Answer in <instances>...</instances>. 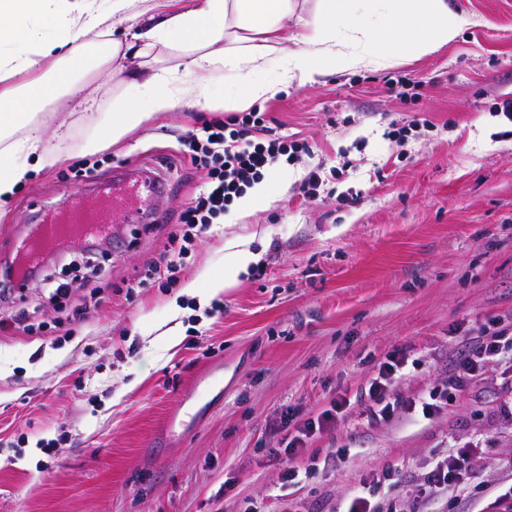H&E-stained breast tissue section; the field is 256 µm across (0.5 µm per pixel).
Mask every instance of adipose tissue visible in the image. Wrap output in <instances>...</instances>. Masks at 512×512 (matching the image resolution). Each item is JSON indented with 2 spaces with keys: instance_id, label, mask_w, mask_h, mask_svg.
Masks as SVG:
<instances>
[{
  "instance_id": "obj_1",
  "label": "adipose tissue",
  "mask_w": 512,
  "mask_h": 512,
  "mask_svg": "<svg viewBox=\"0 0 512 512\" xmlns=\"http://www.w3.org/2000/svg\"><path fill=\"white\" fill-rule=\"evenodd\" d=\"M49 0H0V41L15 49L0 52V76L31 73L37 60L55 61L51 77L32 76L24 88L0 89V198H10L35 166L45 164L49 151L35 134L16 137L29 126L34 108L60 95L77 93L79 76L88 68L84 37H104L99 61L132 59V68L117 69L125 93L87 143L120 139L151 115L181 105H210V92L194 80L197 72L234 73L246 87L240 108L273 96L296 79L346 70H376L396 61L430 53L453 41L463 18L448 0H177L145 6L133 37L117 34L114 19L130 0H74L64 34L48 38L35 22L49 18ZM311 16L302 33L289 32L290 16ZM173 62L156 63L159 52ZM276 68L272 81L259 73Z\"/></svg>"
}]
</instances>
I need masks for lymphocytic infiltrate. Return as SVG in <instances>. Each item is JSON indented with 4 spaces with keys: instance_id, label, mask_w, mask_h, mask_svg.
<instances>
[{
    "instance_id": "lymphocytic-infiltrate-1",
    "label": "lymphocytic infiltrate",
    "mask_w": 512,
    "mask_h": 512,
    "mask_svg": "<svg viewBox=\"0 0 512 512\" xmlns=\"http://www.w3.org/2000/svg\"><path fill=\"white\" fill-rule=\"evenodd\" d=\"M191 159H199L210 167V175L196 197L180 216L178 228L169 235V244L156 261L148 264L137 280L127 285L128 292L145 287L156 277L174 276L181 268L194 241L205 235L246 188L260 182L274 165L297 161L301 147L287 136L269 132L265 113L252 110L203 122L184 139ZM512 360V335L501 329L473 337L467 353L456 364V372L448 378L446 389L429 392L421 403L423 415L441 409L453 393L462 391L469 378L493 359ZM405 366L398 356L380 362L378 373L362 390L369 423L389 418L399 407L392 382Z\"/></svg>"
}]
</instances>
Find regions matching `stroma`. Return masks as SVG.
I'll return each instance as SVG.
<instances>
[{
	"label": "stroma",
	"mask_w": 512,
	"mask_h": 512,
	"mask_svg": "<svg viewBox=\"0 0 512 512\" xmlns=\"http://www.w3.org/2000/svg\"><path fill=\"white\" fill-rule=\"evenodd\" d=\"M454 41L369 71L294 81L256 110L305 145L263 179L270 202L231 204L176 280L128 295L207 177L179 158L187 133L223 106L153 115L86 149L122 92L109 68L37 110L44 165L0 203V265L47 211L127 166L158 172L161 222L116 224L111 244L65 243L15 286L0 330V512H346L376 485L378 512H512V363L488 364L431 417L414 402L440 389L471 338L512 330V0H448ZM410 126L403 143L391 121ZM323 183L304 195L309 171ZM359 195L352 206L343 195ZM245 239L255 260L216 295L209 281ZM68 294L53 296L58 284ZM99 298L97 308L87 305ZM403 406L368 425L359 399L379 362ZM348 400L311 437L286 483L287 419ZM470 452L459 490L427 477Z\"/></svg>",
	"instance_id": "1"
}]
</instances>
